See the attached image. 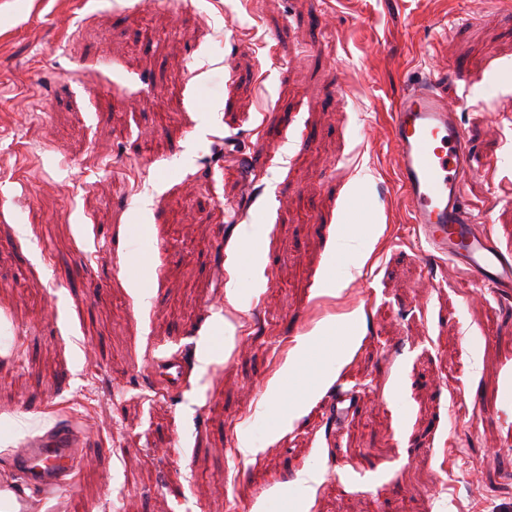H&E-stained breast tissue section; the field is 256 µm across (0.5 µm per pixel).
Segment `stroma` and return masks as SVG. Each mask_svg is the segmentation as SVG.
I'll return each instance as SVG.
<instances>
[{
  "label": "stroma",
  "mask_w": 512,
  "mask_h": 512,
  "mask_svg": "<svg viewBox=\"0 0 512 512\" xmlns=\"http://www.w3.org/2000/svg\"><path fill=\"white\" fill-rule=\"evenodd\" d=\"M436 66L512 247V0H0V478L59 421L83 449L33 512H280L307 462L296 512H512V301L424 254L396 182L391 107ZM351 311V363L273 430L296 338ZM155 372L161 383L169 390H178L186 385L190 369L186 360L180 356H172L159 361ZM317 481V471L312 466H306L299 474L298 478L294 481V487L291 490V497L284 499L283 510L281 511H292L290 510L289 503L298 500L306 496L312 490V483Z\"/></svg>",
  "instance_id": "35a3bbf8"
}]
</instances>
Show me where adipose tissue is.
Returning <instances> with one entry per match:
<instances>
[{
	"label": "adipose tissue",
	"mask_w": 512,
	"mask_h": 512,
	"mask_svg": "<svg viewBox=\"0 0 512 512\" xmlns=\"http://www.w3.org/2000/svg\"><path fill=\"white\" fill-rule=\"evenodd\" d=\"M356 320L353 312L324 318L289 349L283 366L269 383L265 413L274 428H282L302 413L318 391L338 378L350 363L359 340L347 330Z\"/></svg>",
	"instance_id": "obj_1"
}]
</instances>
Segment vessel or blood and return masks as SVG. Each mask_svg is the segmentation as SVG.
I'll use <instances>...</instances> for the list:
<instances>
[{
  "label": "vessel or blood",
  "mask_w": 512,
  "mask_h": 512,
  "mask_svg": "<svg viewBox=\"0 0 512 512\" xmlns=\"http://www.w3.org/2000/svg\"><path fill=\"white\" fill-rule=\"evenodd\" d=\"M445 70L412 83L396 101L390 120L397 182L406 200L417 240L451 267L466 271L480 287L512 295V249L493 237L464 196L471 173V143L456 103L443 86ZM155 372L169 390L186 385L190 369L179 355L159 361ZM81 459L78 438L67 424L14 449L15 466L28 480L51 492L73 475ZM0 512H31L11 481H0Z\"/></svg>",
  "instance_id": "obj_1"
}]
</instances>
